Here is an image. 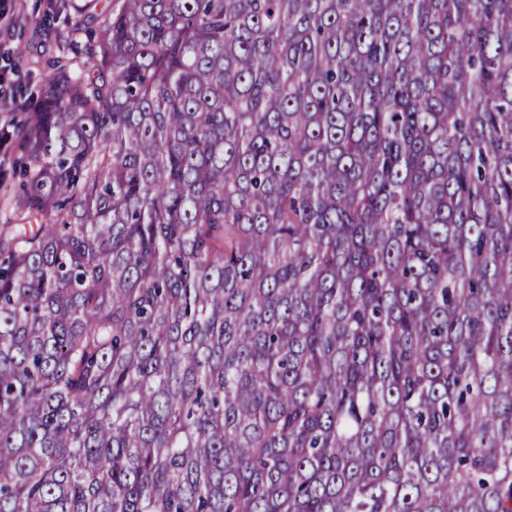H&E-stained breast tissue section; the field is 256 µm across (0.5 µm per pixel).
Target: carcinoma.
<instances>
[{"instance_id": "carcinoma-1", "label": "carcinoma", "mask_w": 512, "mask_h": 512, "mask_svg": "<svg viewBox=\"0 0 512 512\" xmlns=\"http://www.w3.org/2000/svg\"><path fill=\"white\" fill-rule=\"evenodd\" d=\"M69 2L0 512H512V0Z\"/></svg>"}]
</instances>
